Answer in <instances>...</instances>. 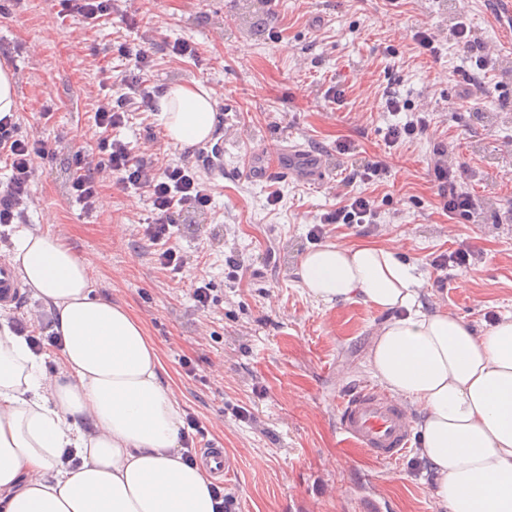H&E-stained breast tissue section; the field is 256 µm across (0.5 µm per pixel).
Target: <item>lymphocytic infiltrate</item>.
<instances>
[{"mask_svg":"<svg viewBox=\"0 0 512 512\" xmlns=\"http://www.w3.org/2000/svg\"><path fill=\"white\" fill-rule=\"evenodd\" d=\"M115 50L127 60L128 67L115 78L111 94L100 99L95 112L97 126L107 132L125 125L134 113L155 109L154 89L147 80L154 62L150 49L134 50L121 43ZM48 154L43 140L22 130L16 114L0 117V162L10 171L6 186L0 188L1 227L21 218L31 199L34 161ZM71 166L74 175L68 191L88 214L98 207L103 179H112L121 189L147 191L152 211L142 221L143 232L156 247L157 264L175 272L186 266V256L170 244L172 228L178 216L204 213L210 204L209 189L198 180L192 164L159 165L156 152L135 150L131 143L107 135L95 147L76 151ZM433 170L436 195L443 212L451 218L470 214L475 200L464 188L465 171L454 164L449 145L435 144ZM388 175V164L372 159L357 170L355 177L343 179L337 192L339 206L320 215L309 231L310 236L322 238L327 227L333 224L375 223L378 216L375 199L353 191L352 186L358 180L366 184L381 183ZM54 321L53 312L44 309L36 319H14L11 328L16 335L26 337L36 352L43 353L60 346L58 336L51 331Z\"/></svg>","mask_w":512,"mask_h":512,"instance_id":"f902f5d3","label":"lymphocytic infiltrate"}]
</instances>
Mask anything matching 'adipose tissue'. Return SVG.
Segmentation results:
<instances>
[{
    "mask_svg": "<svg viewBox=\"0 0 512 512\" xmlns=\"http://www.w3.org/2000/svg\"><path fill=\"white\" fill-rule=\"evenodd\" d=\"M217 101L201 82L159 98L169 138L207 140ZM8 263L54 308L61 368L0 327V512H218L206 469L181 458V401L158 352L123 306L92 297L85 261L37 228L12 238ZM322 303L361 302L388 318L367 364L417 404V452L444 512H512V316L478 330L422 302L424 279L390 247L327 244L296 271ZM81 462L58 465L65 450Z\"/></svg>",
    "mask_w": 512,
    "mask_h": 512,
    "instance_id": "adipose-tissue-1",
    "label": "adipose tissue"
}]
</instances>
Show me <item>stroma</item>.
I'll list each match as a JSON object with an SVG mask.
<instances>
[{
  "instance_id": "obj_1",
  "label": "stroma",
  "mask_w": 512,
  "mask_h": 512,
  "mask_svg": "<svg viewBox=\"0 0 512 512\" xmlns=\"http://www.w3.org/2000/svg\"><path fill=\"white\" fill-rule=\"evenodd\" d=\"M57 0H23L0 16V67L15 78L22 129H37L50 151L36 159L33 205L24 224L59 240L89 266L94 296L120 303L141 323L163 365L212 443L233 462L225 494L239 512H441L416 449L400 460H370L347 449L337 404L374 384L367 348L386 313L362 303L322 304L296 270L314 243L308 231L337 203L336 188L364 159L382 158L385 182L363 185L379 207L378 231L342 225L325 242L375 243L397 250L425 280L423 300L483 329L512 315V31L487 0H120L111 17L84 26L58 16ZM136 15L137 25L127 23ZM463 21L502 65L479 70L450 37ZM434 28L438 58L419 53L411 31ZM280 31L270 39L268 26ZM153 32L151 85L199 81L216 92L215 131L227 142L224 180L211 185L207 212L180 218L172 245L188 258L178 273L161 268L143 236L151 202L142 191L112 185L85 214L67 191L72 154L95 144L98 94L127 67L112 46L141 44ZM186 41L196 58L171 56ZM341 94L330 101L328 89ZM471 107H459L464 95ZM395 95L429 112L427 136L386 147L390 125L405 113L385 107ZM48 103L40 117L34 101ZM154 132L164 164L183 160L158 113L147 112L114 137L141 146ZM356 152L336 151L340 140ZM454 147L476 200L472 215L448 219L440 209L432 164L435 142ZM300 145L325 157V175L257 181L261 161L287 163ZM278 193L269 205V193ZM458 248L482 252L470 268L435 270L433 257ZM245 268L238 287L226 258ZM210 286L199 308L193 290ZM190 360L194 376L180 362ZM254 421L237 417V407Z\"/></svg>"
}]
</instances>
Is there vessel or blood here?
Instances as JSON below:
<instances>
[{
  "label": "vessel or blood",
  "instance_id": "vessel-or-blood-1",
  "mask_svg": "<svg viewBox=\"0 0 512 512\" xmlns=\"http://www.w3.org/2000/svg\"><path fill=\"white\" fill-rule=\"evenodd\" d=\"M209 179L218 182L224 178V144L209 143L201 159ZM321 163L299 148L288 157V171L317 173ZM339 428L347 446L368 454L381 462H392L402 456L411 445L408 417L403 406L384 391L365 386L354 390L340 405ZM201 461L218 477L230 474L232 464L223 449H203Z\"/></svg>",
  "mask_w": 512,
  "mask_h": 512
}]
</instances>
